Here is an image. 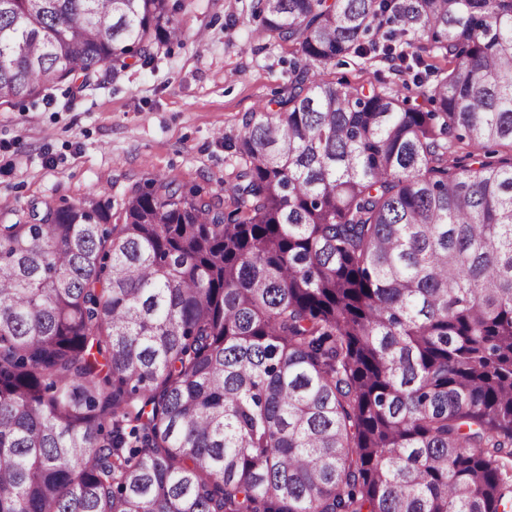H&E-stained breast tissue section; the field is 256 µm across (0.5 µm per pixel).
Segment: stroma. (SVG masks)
<instances>
[{"label":"stroma","instance_id":"obj_1","mask_svg":"<svg viewBox=\"0 0 512 512\" xmlns=\"http://www.w3.org/2000/svg\"><path fill=\"white\" fill-rule=\"evenodd\" d=\"M253 0H179L184 34L148 66L103 68L95 85L0 106V224L32 203L63 206L106 193L121 201L159 175L203 197L233 170L225 138L286 86L291 44L255 34Z\"/></svg>","mask_w":512,"mask_h":512}]
</instances>
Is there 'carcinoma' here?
<instances>
[{
	"mask_svg": "<svg viewBox=\"0 0 512 512\" xmlns=\"http://www.w3.org/2000/svg\"><path fill=\"white\" fill-rule=\"evenodd\" d=\"M252 19L301 64L224 195L0 224V512H512V0ZM181 36L170 0H0V105ZM347 55L430 108L321 77Z\"/></svg>",
	"mask_w": 512,
	"mask_h": 512,
	"instance_id": "carcinoma-1",
	"label": "carcinoma"
}]
</instances>
